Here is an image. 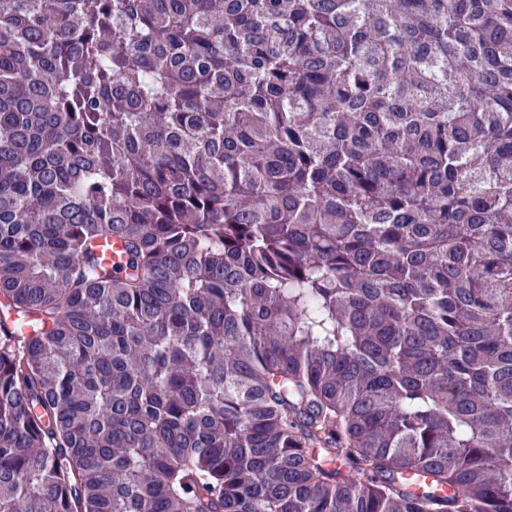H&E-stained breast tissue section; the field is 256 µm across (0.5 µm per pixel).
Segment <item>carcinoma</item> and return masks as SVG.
Listing matches in <instances>:
<instances>
[{
  "instance_id": "1",
  "label": "carcinoma",
  "mask_w": 512,
  "mask_h": 512,
  "mask_svg": "<svg viewBox=\"0 0 512 512\" xmlns=\"http://www.w3.org/2000/svg\"><path fill=\"white\" fill-rule=\"evenodd\" d=\"M0 512H512V0H0Z\"/></svg>"
}]
</instances>
